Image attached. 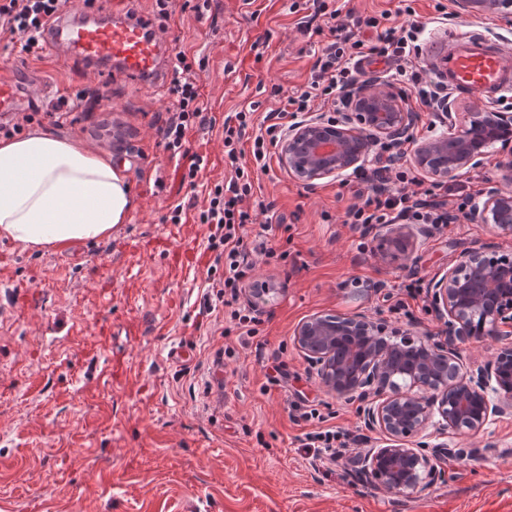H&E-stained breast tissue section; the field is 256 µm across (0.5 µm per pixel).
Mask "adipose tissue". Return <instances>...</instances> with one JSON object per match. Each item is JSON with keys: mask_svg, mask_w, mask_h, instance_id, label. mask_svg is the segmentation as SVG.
Wrapping results in <instances>:
<instances>
[{"mask_svg": "<svg viewBox=\"0 0 512 512\" xmlns=\"http://www.w3.org/2000/svg\"><path fill=\"white\" fill-rule=\"evenodd\" d=\"M135 205L110 157L42 131L0 140V240L31 251L100 240Z\"/></svg>", "mask_w": 512, "mask_h": 512, "instance_id": "ef3b65f1", "label": "adipose tissue"}]
</instances>
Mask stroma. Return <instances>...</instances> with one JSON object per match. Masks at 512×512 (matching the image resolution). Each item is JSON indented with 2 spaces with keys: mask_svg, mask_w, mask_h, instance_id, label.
I'll list each match as a JSON object with an SVG mask.
<instances>
[{
  "mask_svg": "<svg viewBox=\"0 0 512 512\" xmlns=\"http://www.w3.org/2000/svg\"><path fill=\"white\" fill-rule=\"evenodd\" d=\"M293 2L209 0L200 17L171 0L163 36L195 61L207 117L177 154L162 145L167 89L98 78L51 50L36 59L0 41V67L24 68L43 86L22 132L111 156L136 198L126 222L94 243L42 254L0 241V512H512L510 414L476 435L432 432L428 445L461 448L470 459L441 456L443 480L408 496L359 481L357 452L332 471L310 461L297 438L314 426L288 412L289 401L319 400L335 411V426L366 431L355 405L329 393L296 348L297 326L317 313L364 314L390 330L412 325L442 337L432 283L480 245L512 258V235L478 222L427 224L408 254L394 256L384 225L364 234L344 223L352 198L339 178L305 186L275 154L246 202L253 211L275 203L284 220L271 238L276 258L258 266L240 297L256 309L259 333L246 340L227 330L220 287L207 275L216 227L197 214L206 187L231 176L225 118L248 109L263 118L311 76L327 37L303 32ZM87 90L96 95L89 115L55 124L52 106ZM196 155L204 162L191 187L181 176ZM501 155L493 146L483 166L450 181L449 200L507 189ZM184 239L206 260L182 276ZM363 241L369 252H359ZM414 279L421 293L407 299L409 315L389 312ZM22 290L31 304L11 307ZM179 345L189 357H173ZM277 349L290 373L282 387L266 379Z\"/></svg>",
  "mask_w": 512,
  "mask_h": 512,
  "instance_id": "35a3bbf8",
  "label": "stroma"
}]
</instances>
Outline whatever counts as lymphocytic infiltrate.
<instances>
[{"label":"lymphocytic infiltrate","mask_w":512,"mask_h":512,"mask_svg":"<svg viewBox=\"0 0 512 512\" xmlns=\"http://www.w3.org/2000/svg\"><path fill=\"white\" fill-rule=\"evenodd\" d=\"M68 0H0V35H8L19 44L21 52L36 56L43 50L42 32L51 18L61 11ZM314 11L303 22L305 30L328 33L329 41L322 47L310 80L285 99L283 107L267 113L263 126H255L253 114L240 111L224 121V154L233 162V173L227 182L215 184L208 191V205L199 214L203 224L215 225L216 231L208 247L216 251L222 263L219 282L220 295L228 309V320L240 335L258 333L260 320L253 309L241 306L239 298L253 284L255 258L269 260L276 251L268 245L274 231L272 220L276 215L274 204L261 206L259 214L244 208V201L253 193L254 172L270 168L271 147L277 146L288 131L302 122L311 112H341L357 82L359 61L383 59L389 66L393 84L400 94L414 99L416 104L440 110L447 95L430 72L416 65L421 53V28L413 22L414 10L404 6L407 19L397 22L389 13L369 18L368 26L377 29L373 43H365L357 34L358 22L342 19L339 9L328 8L325 0H315ZM324 18V25H316V18ZM180 71L170 87L173 115L163 133L165 150L179 152L189 126L204 123L206 117L199 101L196 73L186 56H179ZM253 138V164L238 162L237 146L245 136ZM371 153L374 165L371 172L356 174L358 188L354 203L345 212L346 223L363 228L373 224H429L443 228L457 219L468 218L470 198H462L456 209H449L443 198L445 187L432 183L426 189H417L415 176L397 164V152L392 143L374 142ZM259 224L260 232L254 239H246L244 228ZM315 461H336L342 450L350 448L348 432L336 429L305 434L300 440Z\"/></svg>","instance_id":"obj_1"}]
</instances>
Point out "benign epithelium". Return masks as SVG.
<instances>
[{"instance_id": "7a95c632", "label": "benign epithelium", "mask_w": 512, "mask_h": 512, "mask_svg": "<svg viewBox=\"0 0 512 512\" xmlns=\"http://www.w3.org/2000/svg\"><path fill=\"white\" fill-rule=\"evenodd\" d=\"M452 5L458 16L512 15V0H452ZM349 108L342 121L314 119L288 131L280 160L290 175L312 183L359 169L370 154L371 138L399 141L415 120L404 98L369 84L349 98ZM442 120L450 132L418 144L411 158L437 180L482 166L499 132L512 129L511 112L488 109L468 113L459 126L450 112L442 113ZM471 216L511 234L512 193L496 191L472 202ZM387 233L403 254L419 235L408 224H391ZM431 297L448 327L443 339L407 329L392 342L385 327L363 314H315L294 333L296 347L317 368L329 392L367 399L389 391L364 411L365 425L383 439L360 456L356 475L395 493H422L442 479L436 453L422 452L419 444L429 428L445 433L465 427L478 433L512 412V342L474 369L465 366L463 357L472 342L512 334L500 330L512 328V261L492 256L485 246L467 251L432 285ZM402 378L409 380L405 389L398 384Z\"/></svg>"}]
</instances>
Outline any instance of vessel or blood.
<instances>
[{
    "label": "vessel or blood",
    "instance_id": "b4317fda",
    "mask_svg": "<svg viewBox=\"0 0 512 512\" xmlns=\"http://www.w3.org/2000/svg\"><path fill=\"white\" fill-rule=\"evenodd\" d=\"M43 38L62 61H78L85 71L103 77L119 74L153 90L167 75L165 55L154 24L132 10L103 14L94 5L59 12ZM426 64L449 89L491 102L512 91V63L501 44L479 31L448 33L429 50ZM30 97L11 72L0 71V116L25 112Z\"/></svg>",
    "mask_w": 512,
    "mask_h": 512
}]
</instances>
